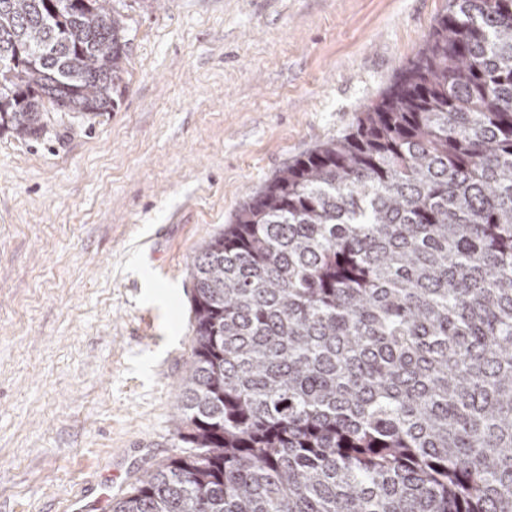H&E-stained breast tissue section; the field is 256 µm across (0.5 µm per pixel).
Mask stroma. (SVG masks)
<instances>
[{
	"instance_id": "stroma-1",
	"label": "stroma",
	"mask_w": 512,
	"mask_h": 512,
	"mask_svg": "<svg viewBox=\"0 0 512 512\" xmlns=\"http://www.w3.org/2000/svg\"><path fill=\"white\" fill-rule=\"evenodd\" d=\"M124 93L0 132V512H111L173 456L189 266L347 131L448 0H110Z\"/></svg>"
}]
</instances>
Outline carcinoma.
Masks as SVG:
<instances>
[{
	"label": "carcinoma",
	"mask_w": 512,
	"mask_h": 512,
	"mask_svg": "<svg viewBox=\"0 0 512 512\" xmlns=\"http://www.w3.org/2000/svg\"><path fill=\"white\" fill-rule=\"evenodd\" d=\"M109 0H0V128L122 94ZM179 453L112 512H512V0H448L190 265Z\"/></svg>",
	"instance_id": "carcinoma-1"
}]
</instances>
